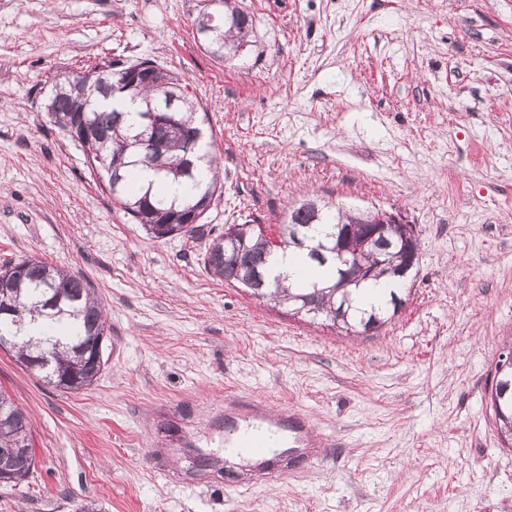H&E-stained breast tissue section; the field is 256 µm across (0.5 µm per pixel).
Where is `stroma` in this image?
<instances>
[{"label":"stroma","mask_w":512,"mask_h":512,"mask_svg":"<svg viewBox=\"0 0 512 512\" xmlns=\"http://www.w3.org/2000/svg\"><path fill=\"white\" fill-rule=\"evenodd\" d=\"M222 60L208 0H0V268L85 277L106 312L98 378L68 392L0 349L30 420L0 512H512L490 404L512 336V0H236ZM148 58L209 112L224 189L205 226L280 224L318 197L396 208L420 260L403 309L356 336L208 274L207 238H147L44 109L56 76ZM314 444L280 482L225 468L254 401ZM211 4L224 5V17L222 22L214 23L213 34L216 40V49L212 55L216 58L235 56L239 49L248 43L247 38L253 32V18L236 5H231L229 0H211ZM213 16L210 12H202L196 22L197 31L204 37L212 29Z\"/></svg>","instance_id":"1"}]
</instances>
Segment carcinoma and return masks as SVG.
I'll list each match as a JSON object with an SVG mask.
<instances>
[{
    "label": "carcinoma",
    "instance_id": "carcinoma-1",
    "mask_svg": "<svg viewBox=\"0 0 512 512\" xmlns=\"http://www.w3.org/2000/svg\"><path fill=\"white\" fill-rule=\"evenodd\" d=\"M216 49L212 55L225 58L236 55L248 43L253 32V18L237 6L224 0L222 22L213 24ZM127 66L115 62L106 69V78L111 83L89 95L63 90L62 85L75 82L82 73L63 75L55 80L46 111L54 123L67 130L69 123H84L92 133V149L103 158V163H92L90 168L112 190V181L119 182L120 191L112 195L124 214L134 224L141 225L152 239H163L172 233L197 234L201 225L186 223L185 216L192 212L204 213L210 207L218 191L220 164L212 144L208 141L205 122L196 103L182 95L175 103L174 118L180 133L171 136L162 127L148 128L147 111L162 107L169 95L181 91L180 79L155 65L149 82L124 84L123 93L144 102L139 112V126L134 131L122 132L117 111L104 112L97 108L101 97L115 95L113 87L123 81L122 72ZM207 167L212 177L203 182L198 171ZM151 170L173 180L175 185L190 187V193L182 199L171 198L164 189L153 184L134 191L133 181L126 178L131 169ZM365 218V215L343 209L325 202L312 207L306 201L288 211L283 224L279 225V242H270L251 230H245L243 239H227L224 232L217 233L209 242L203 255L204 268L213 275L239 288L243 284L229 280L226 269L247 270L258 263L264 276V288L259 299L275 307H285L292 316L320 319L331 325L336 312L344 310L346 319L340 323L341 331L357 334L365 323L375 317L388 319L392 308L366 310L359 307L352 289L361 288L378 280L390 267L401 266V245L398 238L390 236L391 245L385 250H374L367 254L365 262L378 267L373 277L338 289L341 281L340 264L330 253L334 239L331 228L337 224H350ZM307 249L308 257L322 267L316 281H300L294 286L269 280V261L290 246ZM0 279L6 281L12 302L13 314L0 317V336H10L27 326V319L41 317L45 321V335L32 343L26 338L13 347L17 362L26 365V360L42 351L52 354L53 365L72 373L71 380L63 384L56 372L37 371L35 375L46 384L61 390H80L92 384L96 373L89 363L78 359L83 346L104 337L106 321L102 307L94 297L90 284L82 277L49 266L26 257L14 265L0 269ZM491 403L498 419L501 438L512 443V373L499 376L491 387ZM10 410L5 422L0 423V462L8 464L17 477H28L34 462L33 438L27 415L14 406L11 397L0 390V407Z\"/></svg>",
    "mask_w": 512,
    "mask_h": 512
}]
</instances>
